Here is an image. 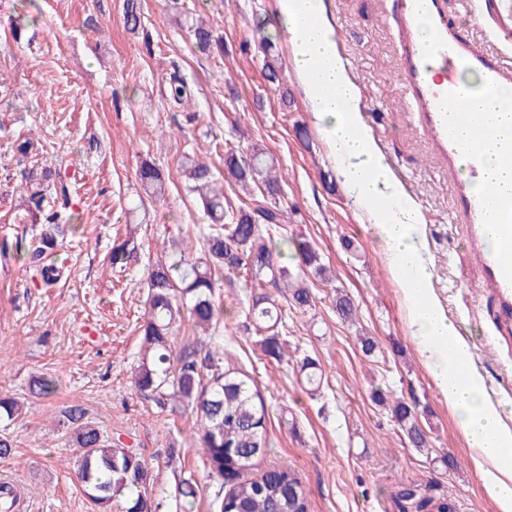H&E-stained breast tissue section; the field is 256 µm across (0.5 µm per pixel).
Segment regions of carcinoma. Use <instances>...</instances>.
Masks as SVG:
<instances>
[{
  "mask_svg": "<svg viewBox=\"0 0 512 512\" xmlns=\"http://www.w3.org/2000/svg\"><path fill=\"white\" fill-rule=\"evenodd\" d=\"M190 37L202 53L224 52L223 41L208 28L195 26ZM186 95V82L176 68L170 73L167 97L181 104ZM33 147L30 138L13 142L15 176L19 178L18 187L24 193L28 215L42 219L44 229L31 238H17L12 244L3 241L0 251L15 250L47 287L60 279L63 269L54 262H45L47 252L57 249V236L64 228L76 230L79 216L66 207L61 211L45 208L49 191L69 203L71 185L55 171L31 165ZM224 171L244 189L256 186L260 198L238 208L224 207L223 182L207 163L186 158L183 174L187 187L201 200L210 220V231L203 237L200 254L183 253L174 262L157 261L147 269L146 319L141 325L145 357L135 378L139 393L156 408L163 410L178 401L184 410L196 416L198 445L207 456L211 472L222 479L228 468L241 475L269 448L265 406L248 377L222 367V354L212 347L213 341H199L174 350L175 325L187 318L208 331L223 319L224 306L215 300V272L220 269L229 273L242 271L255 284L286 288V303L298 308H309L313 303L303 278L311 274L324 280L327 274L319 252L303 234L282 233L276 240L271 236V231L280 228L284 216L279 200L282 176L274 159L257 145L245 152L229 149L224 154ZM138 178L146 194H164L165 178L158 165L142 163ZM128 258L124 241L112 247L108 262L122 270ZM334 304L339 318L355 321L357 309L348 294L336 290ZM282 311L277 299L261 295L255 298L248 314L255 321L256 331L261 332L275 327L281 321ZM259 344L269 357L284 356L280 339L275 335L262 337ZM301 372L307 391H317L323 375L320 365L308 356L301 364ZM32 393L42 398L52 396L55 380L44 375L38 377ZM372 398L389 410L412 447L428 446L429 432L415 407L404 397H396L389 390H376ZM66 420L72 439L82 449L76 479L97 512H111L112 500L119 496L123 497L125 512H152L151 475L135 449L112 446V441L97 426L84 421V413L77 407L68 411ZM21 496L20 488L1 482L0 512H15ZM392 498L398 512H424L434 501V497L419 495L409 487L398 489ZM219 512H308V498L293 471L276 467L255 479L232 482Z\"/></svg>",
  "mask_w": 512,
  "mask_h": 512,
  "instance_id": "1",
  "label": "carcinoma"
}]
</instances>
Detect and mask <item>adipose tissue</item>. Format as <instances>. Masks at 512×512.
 Returning <instances> with one entry per match:
<instances>
[{
  "label": "adipose tissue",
  "instance_id": "ef3b65f1",
  "mask_svg": "<svg viewBox=\"0 0 512 512\" xmlns=\"http://www.w3.org/2000/svg\"><path fill=\"white\" fill-rule=\"evenodd\" d=\"M309 110L354 205L385 248L403 297L407 324L436 387L472 451V462L498 512H512V428L484 392L470 348L433 293L424 221L362 128L360 90L336 48L324 0H278Z\"/></svg>",
  "mask_w": 512,
  "mask_h": 512
}]
</instances>
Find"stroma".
<instances>
[{
  "mask_svg": "<svg viewBox=\"0 0 512 512\" xmlns=\"http://www.w3.org/2000/svg\"><path fill=\"white\" fill-rule=\"evenodd\" d=\"M141 23L129 31L124 0H0V76L14 104L0 106V239L39 233L14 192L11 139L28 136L32 161L67 175L80 225L58 259L62 278L44 287L24 261L0 255V395L23 407L16 420L0 418V437L13 445L0 457V481L24 494L23 512H93L74 478L78 448L61 425L69 409L83 410L113 443L136 449L152 475L158 512H215L221 482L211 477L196 446V417L161 411L134 386L142 359L146 271L162 248L183 241L200 251L209 231L200 200L185 187L181 165L191 155L224 172L227 149L253 143L273 156L284 177L280 204L289 226H300L319 250L330 280L310 278L314 305L288 309L280 338L284 360L267 357L247 316L258 294L236 273L224 274L218 301L233 306L217 325L224 363L248 376L267 411L270 447L244 473L254 479L288 465L302 482L309 512H397L398 486L457 512H497L485 494L453 414L411 338L401 293L384 248L357 212L328 160L303 88L289 60L277 0H185L184 12L167 0H137ZM337 45L361 90L364 123L386 164L419 204L433 286L449 319L468 338L489 396L512 423V350H492L496 304L484 291L466 230L456 220L448 168L419 128L398 83L399 33L391 0H326ZM448 18L474 44L497 50L496 22L474 16L465 0H448ZM224 39L223 54L195 50L187 27L196 20ZM23 22L21 39L12 25ZM274 48L265 51V37ZM276 59L280 80L265 77ZM190 92L181 107L164 97L172 66ZM164 171L165 192L145 195L137 178L143 161ZM351 239L350 257L341 248ZM128 243L125 271L113 270V245ZM354 300L358 322L344 323L332 304L335 290ZM379 344L367 356L357 332ZM311 356L326 373L316 395L298 380ZM54 377L56 393L32 394L37 377ZM390 388L429 407L430 445L412 447L372 392ZM456 456L457 470L441 459ZM197 482L194 504L177 491Z\"/></svg>",
  "mask_w": 512,
  "mask_h": 512,
  "instance_id": "35a3bbf8",
  "label": "stroma"
}]
</instances>
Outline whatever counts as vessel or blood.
I'll return each mask as SVG.
<instances>
[{
  "label": "vessel or blood",
  "mask_w": 512,
  "mask_h": 512,
  "mask_svg": "<svg viewBox=\"0 0 512 512\" xmlns=\"http://www.w3.org/2000/svg\"><path fill=\"white\" fill-rule=\"evenodd\" d=\"M400 34L398 82L418 124L433 140L449 170L467 166L472 177L483 172L481 144L487 128L472 102L462 96L457 72L465 67L484 78V94L503 112L512 99L499 97L512 84V54L481 49L459 36L448 22L447 0H393ZM432 41L423 44L422 26ZM459 214L467 224L473 249L482 255L484 278L498 305L502 332H512V193H474L468 183L456 190ZM496 247L485 250L488 238Z\"/></svg>",
  "instance_id": "1"
}]
</instances>
